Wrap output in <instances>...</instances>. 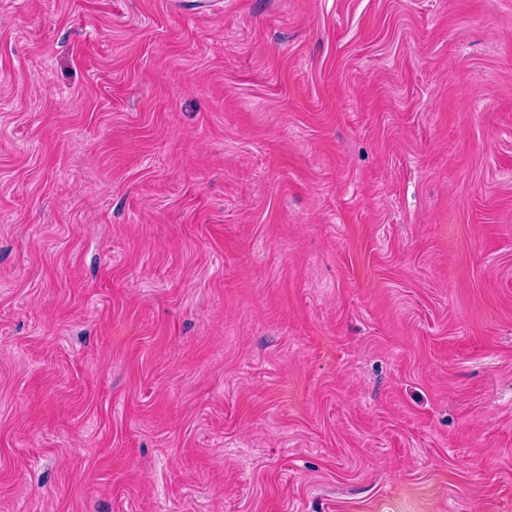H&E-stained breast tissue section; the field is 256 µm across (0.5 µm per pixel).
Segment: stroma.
I'll list each match as a JSON object with an SVG mask.
<instances>
[{"label": "stroma", "mask_w": 512, "mask_h": 512, "mask_svg": "<svg viewBox=\"0 0 512 512\" xmlns=\"http://www.w3.org/2000/svg\"><path fill=\"white\" fill-rule=\"evenodd\" d=\"M0 512H512V0H0Z\"/></svg>", "instance_id": "1"}]
</instances>
